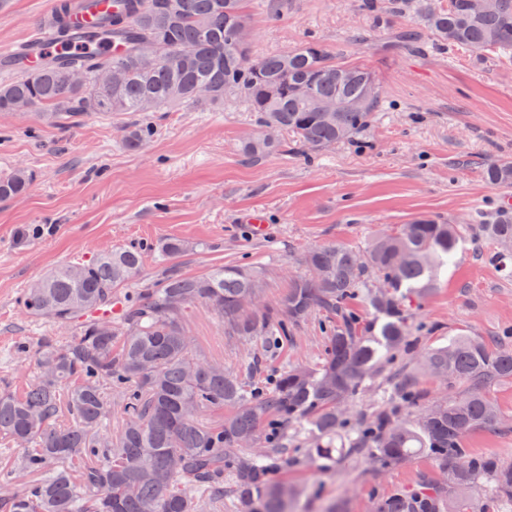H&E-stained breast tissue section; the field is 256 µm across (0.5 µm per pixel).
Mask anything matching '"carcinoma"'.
I'll return each mask as SVG.
<instances>
[{
	"mask_svg": "<svg viewBox=\"0 0 512 512\" xmlns=\"http://www.w3.org/2000/svg\"><path fill=\"white\" fill-rule=\"evenodd\" d=\"M392 9L419 11L442 44L512 58V0H492L481 12L471 0H392ZM52 24L62 43L76 46L0 79V112L19 104L69 116L137 112L142 120L127 139L135 149L154 136L151 113L236 97L260 126L293 133L310 154L353 141L382 106L373 71L339 61L313 37L262 56L258 72L248 68L245 0H113L84 25L73 24L70 4L61 3ZM107 67L116 75L110 84L100 78ZM73 69L82 82L71 81ZM369 89L362 112L316 110ZM279 147L254 139L243 153L259 157ZM484 176L494 187L512 186V160L486 163ZM31 182L21 168L0 174V201L25 194ZM468 242L489 243L493 258L512 259V210L466 226L419 217L374 236L362 251L314 249L303 257L306 273L268 305L255 303L265 273L241 266L195 276L171 269L154 287L123 295L143 264L136 247L50 270L21 292L20 306L33 318L75 326L78 335L42 337L32 381L0 392V454L10 457L11 474L0 486V512H220L226 492L238 512H296L293 487L272 474L288 467L289 430L297 428L327 470L357 448L387 464L424 452L448 471V485L423 479L381 500L377 512H487L461 495L484 477L493 512H512V465L465 446L469 434L501 421L489 388L512 377V328L490 346L451 336L392 376L371 421L346 411L374 375L413 355L427 330L415 310ZM357 302L370 318L358 314ZM200 307L216 315L224 335L260 337L268 348L317 315L323 353L253 386L197 351L186 323ZM422 373L459 382L464 392L427 402ZM414 407L420 412L411 420L406 411Z\"/></svg>",
	"mask_w": 512,
	"mask_h": 512,
	"instance_id": "cac0c4a2",
	"label": "carcinoma"
}]
</instances>
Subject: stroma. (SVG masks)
<instances>
[{"mask_svg": "<svg viewBox=\"0 0 512 512\" xmlns=\"http://www.w3.org/2000/svg\"><path fill=\"white\" fill-rule=\"evenodd\" d=\"M360 0H292L278 17L261 0H247L252 50L265 55L321 39L340 57L376 75L383 110L353 142L309 156L292 135L260 158L243 154V141L262 136L253 113L236 99L186 104L154 113L155 136L132 149L126 139L137 114L49 118L37 112H0V173L23 168L33 176L25 196L0 202V390H21L33 378L39 337L52 323L22 312L18 297L59 265L99 253L141 247L135 282L148 288L168 267L197 275L217 265L267 268V302L302 272L307 250L343 244L363 249L377 233L416 217L478 224L512 188L490 186L484 164L512 157V59L462 53L437 43L420 15L407 11L394 27L416 33L417 48L389 45ZM52 0H0V59L29 39ZM259 212L267 229L247 220ZM170 239L188 249L171 262L156 250ZM431 326L419 348L448 333L490 340L512 327V276L469 245L451 264L440 288L417 310ZM199 348L244 373L251 383L316 362L325 337L317 319L274 351L260 341L225 336L206 310L188 324ZM503 423L468 436L472 452L512 464V379L489 391ZM290 463L278 479L294 485L300 512H375L381 499L438 474L425 454L384 464L355 452L327 471L310 456L304 435H293Z\"/></svg>", "mask_w": 512, "mask_h": 512, "instance_id": "1", "label": "stroma"}]
</instances>
